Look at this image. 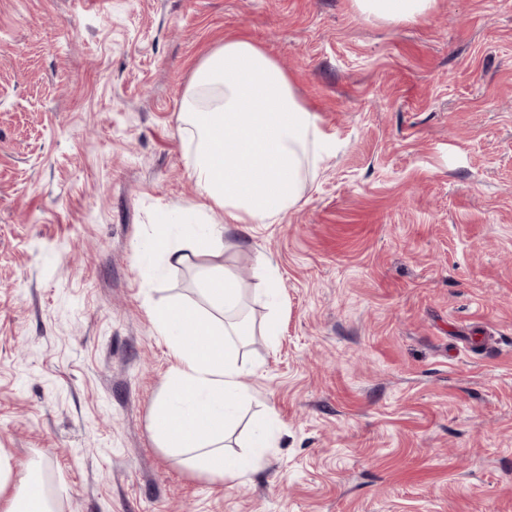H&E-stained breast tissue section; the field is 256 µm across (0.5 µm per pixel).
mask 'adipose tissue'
<instances>
[{"label":"adipose tissue","mask_w":512,"mask_h":512,"mask_svg":"<svg viewBox=\"0 0 512 512\" xmlns=\"http://www.w3.org/2000/svg\"><path fill=\"white\" fill-rule=\"evenodd\" d=\"M365 20L416 22L431 15L437 0H353ZM179 116L187 168L201 196L224 212L220 222L190 225L173 239L169 224H157L153 247L169 264L192 262L200 251L223 241L242 224H278L302 199L307 179L316 177L311 152L325 146L318 117L297 98L286 73L254 43L225 39L198 67ZM202 294L208 311L186 305L152 310L153 325L168 339L175 364L155 404L152 432L160 449L177 455L192 474L236 481L257 470L275 445V422L260 423L249 455L224 454V431L236 403L247 394L243 368L229 345L251 333L249 319L234 317L241 301L229 269L206 273ZM203 337L191 346L187 337ZM29 482L13 484L0 458V512H54L48 495L27 499Z\"/></svg>","instance_id":"1"}]
</instances>
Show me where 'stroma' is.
Masks as SVG:
<instances>
[{
  "label": "stroma",
  "mask_w": 512,
  "mask_h": 512,
  "mask_svg": "<svg viewBox=\"0 0 512 512\" xmlns=\"http://www.w3.org/2000/svg\"><path fill=\"white\" fill-rule=\"evenodd\" d=\"M230 37L335 148L282 223L171 266L154 224L209 221L183 96ZM214 265L247 273L254 327L225 453L279 421L236 483L150 428L174 365L151 310L205 307ZM0 454L55 512H512V0L399 26L352 0H0Z\"/></svg>",
  "instance_id": "1"
}]
</instances>
